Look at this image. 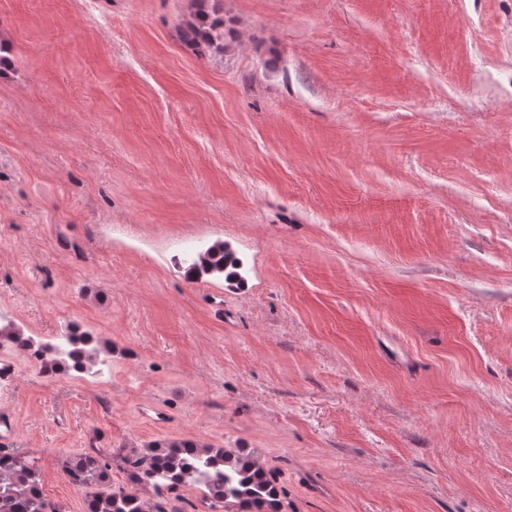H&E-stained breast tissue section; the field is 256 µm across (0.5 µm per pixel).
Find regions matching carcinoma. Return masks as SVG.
Listing matches in <instances>:
<instances>
[{"mask_svg":"<svg viewBox=\"0 0 512 512\" xmlns=\"http://www.w3.org/2000/svg\"><path fill=\"white\" fill-rule=\"evenodd\" d=\"M195 2L191 19L178 28L181 42L200 54L224 52L235 41V33L220 15L218 0ZM184 264L192 280L204 276L241 277L240 262L221 240L184 260ZM0 341L25 356L38 348L46 356L43 372L48 375L61 371L83 373L92 357L112 354L111 344L101 347L75 327L64 337L69 345L64 354L59 353V346L37 342L11 322L0 324ZM114 461L128 473L129 486L111 487L109 471ZM63 472L71 484L86 490L85 512H184L166 505L181 501L179 490L188 486L201 490V503L208 512H281L275 475L245 448H215L178 439L155 441L143 453L93 448L66 460ZM147 485L153 487L157 502L141 495V487ZM0 512H61L43 495L36 461L3 448Z\"/></svg>","mask_w":512,"mask_h":512,"instance_id":"carcinoma-1","label":"carcinoma"}]
</instances>
